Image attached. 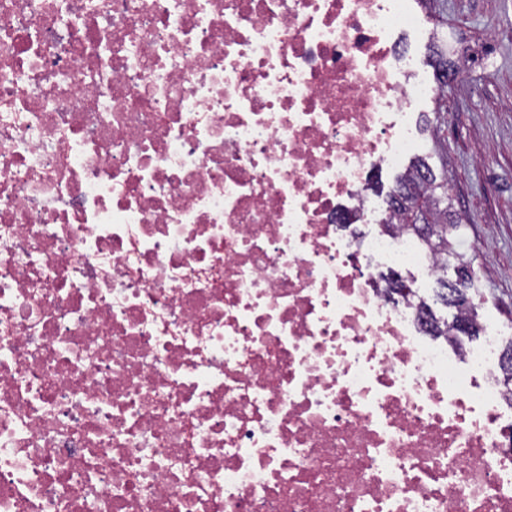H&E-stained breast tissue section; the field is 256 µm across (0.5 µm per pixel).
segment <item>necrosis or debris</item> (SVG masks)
<instances>
[{
    "mask_svg": "<svg viewBox=\"0 0 512 512\" xmlns=\"http://www.w3.org/2000/svg\"><path fill=\"white\" fill-rule=\"evenodd\" d=\"M417 0H0V512H512V388L377 270Z\"/></svg>",
    "mask_w": 512,
    "mask_h": 512,
    "instance_id": "necrosis-or-debris-1",
    "label": "necrosis or debris"
}]
</instances>
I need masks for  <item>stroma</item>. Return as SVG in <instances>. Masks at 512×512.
<instances>
[{"instance_id":"35a3bbf8","label":"stroma","mask_w":512,"mask_h":512,"mask_svg":"<svg viewBox=\"0 0 512 512\" xmlns=\"http://www.w3.org/2000/svg\"><path fill=\"white\" fill-rule=\"evenodd\" d=\"M448 40L467 64L445 90L448 121L439 134L433 101L419 107L421 159L448 170L454 239L475 271L483 319L512 341V0H436Z\"/></svg>"}]
</instances>
